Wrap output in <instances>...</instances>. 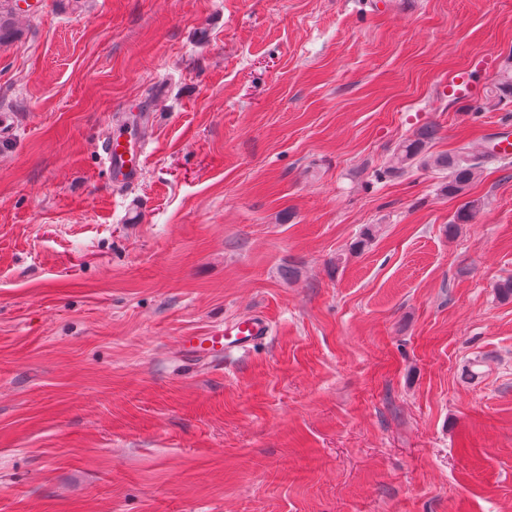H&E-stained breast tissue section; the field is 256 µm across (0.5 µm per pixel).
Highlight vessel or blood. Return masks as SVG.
I'll return each instance as SVG.
<instances>
[{
  "label": "vessel or blood",
  "instance_id": "obj_1",
  "mask_svg": "<svg viewBox=\"0 0 512 512\" xmlns=\"http://www.w3.org/2000/svg\"><path fill=\"white\" fill-rule=\"evenodd\" d=\"M151 121V113L143 112L130 127L119 124L104 135L100 159L113 187L127 189L137 184L144 160L146 130ZM269 334L270 325L262 316L231 318L212 326L203 335L185 337L183 348L195 357L227 360L234 353L249 350Z\"/></svg>",
  "mask_w": 512,
  "mask_h": 512
}]
</instances>
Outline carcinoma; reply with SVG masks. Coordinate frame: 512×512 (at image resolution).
I'll return each mask as SVG.
<instances>
[{
    "label": "carcinoma",
    "mask_w": 512,
    "mask_h": 512,
    "mask_svg": "<svg viewBox=\"0 0 512 512\" xmlns=\"http://www.w3.org/2000/svg\"><path fill=\"white\" fill-rule=\"evenodd\" d=\"M486 102L492 107L512 102V67H505L486 90ZM436 130L425 126L410 139L402 141L394 151L389 163L391 174L404 173L408 168L418 164L446 175V181L440 186L442 194L450 197L464 196L472 184L480 177L483 162L476 160L467 145L458 146L448 154H431L429 143L435 138ZM481 203L477 199L461 205L448 224V236L457 234L463 224H470L475 218Z\"/></svg>",
    "instance_id": "obj_1"
}]
</instances>
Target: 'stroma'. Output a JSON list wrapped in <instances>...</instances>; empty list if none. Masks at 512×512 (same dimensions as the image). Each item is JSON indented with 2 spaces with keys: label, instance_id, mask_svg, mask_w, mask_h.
Here are the masks:
<instances>
[{
  "label": "stroma",
  "instance_id": "1",
  "mask_svg": "<svg viewBox=\"0 0 512 512\" xmlns=\"http://www.w3.org/2000/svg\"><path fill=\"white\" fill-rule=\"evenodd\" d=\"M38 10L0 43V512H512V158L452 238L440 174L385 172L512 127L442 87L512 64V0ZM256 312L243 356L183 350ZM152 116V112H140L136 124L121 122L104 135L100 159L111 186L127 189L137 184L144 160L146 130ZM124 126L129 130L125 131Z\"/></svg>",
  "mask_w": 512,
  "mask_h": 512
}]
</instances>
